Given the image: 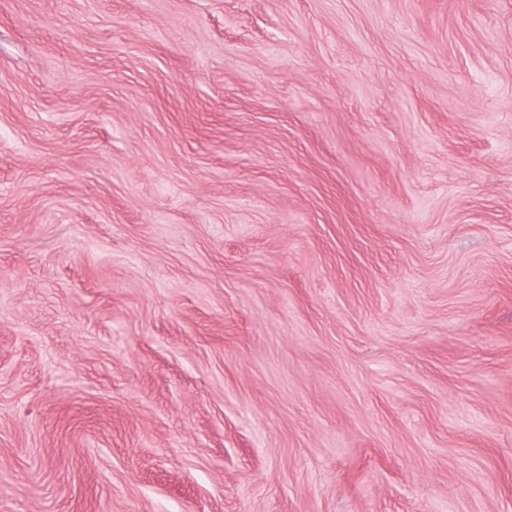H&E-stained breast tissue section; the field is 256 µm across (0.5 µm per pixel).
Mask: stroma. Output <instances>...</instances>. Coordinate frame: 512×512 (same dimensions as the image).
<instances>
[{
  "mask_svg": "<svg viewBox=\"0 0 512 512\" xmlns=\"http://www.w3.org/2000/svg\"><path fill=\"white\" fill-rule=\"evenodd\" d=\"M0 512H512V0H0Z\"/></svg>",
  "mask_w": 512,
  "mask_h": 512,
  "instance_id": "obj_1",
  "label": "stroma"
}]
</instances>
